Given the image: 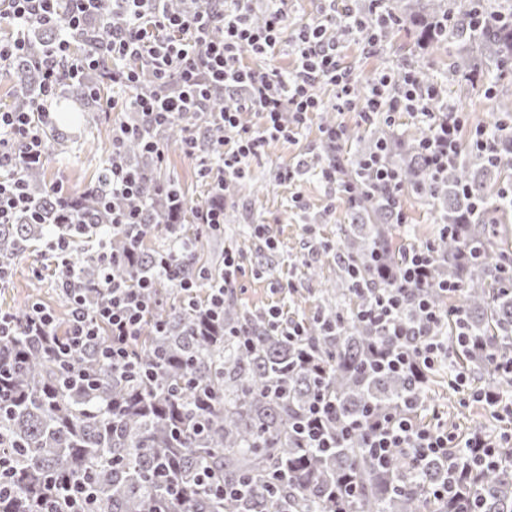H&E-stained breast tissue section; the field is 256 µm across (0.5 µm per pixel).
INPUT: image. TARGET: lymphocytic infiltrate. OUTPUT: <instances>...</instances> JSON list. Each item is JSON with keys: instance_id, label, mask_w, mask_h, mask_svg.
Here are the masks:
<instances>
[{"instance_id": "f902f5d3", "label": "lymphocytic infiltrate", "mask_w": 512, "mask_h": 512, "mask_svg": "<svg viewBox=\"0 0 512 512\" xmlns=\"http://www.w3.org/2000/svg\"><path fill=\"white\" fill-rule=\"evenodd\" d=\"M9 2L8 20L23 25L56 26L63 22L76 29L87 16L105 6L124 15L123 28L113 31L104 46L103 54L117 64L112 84L119 90L108 108L140 113L141 122L112 128L105 196H131L139 189L140 176L123 157L125 141L141 138L146 152L162 157L152 130L188 112L210 114L215 123L224 126L223 139L210 145L206 153H199L196 136H188L185 141L186 151L199 157L200 176L210 177L218 167L224 179L239 177L244 165L258 156L268 139L293 137L310 113L322 110L323 101L316 90L324 84L334 90L333 108L340 112L359 110L363 123H370L378 115L391 123L403 112L416 118L425 128L421 150L432 175L447 170L455 158L462 117L453 109L441 113L428 111L426 101L434 97L435 91L421 86L413 70L379 71L366 83L363 99L353 96L358 78L340 64V50L333 35L336 20L348 19L353 36L376 45L384 38L386 27L393 23L382 9L384 0H372L376 16L372 22L353 15L349 7L338 6L336 0H329L322 13L298 28L292 39L296 72L287 84L281 82L277 70L244 65L239 51L247 47L255 54L269 57L278 53L280 34L288 20L289 0H272L268 17L260 25L251 18L252 0H187V8L175 13L165 9V0H68V15L63 20L58 17V0ZM215 25L222 26L224 31L217 41L208 37L209 29ZM99 57L93 53L71 56L68 41L61 39L46 57L37 59L43 80L35 107L42 117H49L48 103L62 81L82 79L87 71L98 68ZM143 63L154 73L155 88L149 93L139 90V66ZM231 85L246 87V97L221 111L210 112L213 95ZM246 110L261 112L263 124H242L240 115ZM285 111L293 116L292 126H283L280 121ZM46 155L47 146L29 112L0 110V224L14 223L19 214L29 211L21 165L44 161ZM47 248L56 260L59 288L68 305V328L64 337H57L52 313L35 304L27 320L30 335L48 343L55 359L67 363L70 377L77 379L83 375L81 369L70 365V357L90 348L122 373L143 374V367L132 360L131 343L153 308V276H142L131 286L116 280L112 270L121 259L108 249H101L100 299L91 307L71 260L69 238L55 237ZM432 258L431 245L407 248L400 268V286L379 294L365 310V320L395 342L392 348L373 352L370 368L405 372L421 366L431 369L448 359L451 349L438 341L435 332L450 320H463V306L452 305L443 310L427 298H419L417 306L424 326L411 354L404 349L410 332L397 321L399 311L408 303L410 289L427 287ZM104 333L109 336L105 343L100 340ZM331 412L327 399L316 398L299 429L306 442L326 452L337 445L329 429ZM347 431L360 434L372 456L382 464L398 448L405 449L419 464L440 458L447 455L454 441L446 430L422 425L412 417L371 410L349 423Z\"/></svg>"}]
</instances>
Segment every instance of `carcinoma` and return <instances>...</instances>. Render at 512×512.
Masks as SVG:
<instances>
[{
    "label": "carcinoma",
    "mask_w": 512,
    "mask_h": 512,
    "mask_svg": "<svg viewBox=\"0 0 512 512\" xmlns=\"http://www.w3.org/2000/svg\"><path fill=\"white\" fill-rule=\"evenodd\" d=\"M484 24H470L477 8ZM385 13L414 29L422 51L454 48L448 82L416 69L419 81L438 90L428 102L443 111L448 85L474 80L496 90L512 63V0H389ZM101 26L98 15L73 31L70 45L82 54L112 36L119 16ZM57 30L31 26L25 32L27 54L9 64L14 93L6 108L28 110L42 75L34 60L49 52ZM63 97L83 112L96 111L89 86L82 80L67 84ZM500 120L492 129L499 162L482 152L457 149L455 160L435 180L421 158L420 140L405 141L382 127L371 129L370 145L347 161L326 146L328 162L336 164L347 185L359 192L350 207V223L342 228L336 252L340 283L322 290L314 311L300 319L304 333L290 339L272 330L262 311L242 307L228 293L224 314L207 313L205 303H168L174 282L157 281L154 309L132 345L134 359L153 376L123 375L93 353L76 352L72 362L90 373V383L67 377L59 363L32 336L17 326L0 339V454L14 460L8 476L13 492L0 499V512H44V487L54 481L86 478L97 496L95 512H512V448L502 451L493 470L473 471L463 489L466 508L439 501L433 488L448 480V463L433 460L415 470L403 450L380 466L359 436L341 441L330 454L304 445L296 423L317 396L336 406L333 426L369 408L382 413L416 415L407 400L417 383L408 372L367 374L371 352L391 346L383 331L363 320L360 312L374 297L398 282L380 277V266H401L404 249L396 245L401 232L390 201L396 190L372 186L363 177L362 163L385 147V163L398 171L399 189L423 198L436 221L446 226L433 239L431 288L422 293L437 307L448 296L435 285L451 281L462 290L467 308L470 343L459 349L462 367L489 376L486 388L498 386L497 362L512 356V288L503 282L499 265L509 255L506 223L512 218V97H500ZM201 126L210 141L224 131L197 114L178 117L158 131L166 142H183L186 127ZM138 164L140 191L133 199L117 195L115 207L140 212L149 225L179 231L193 221L192 210L173 211L170 192L183 197L179 184L162 181L153 158L136 140L125 145ZM27 191L41 213L35 224L26 215L13 224H0V266L10 268L13 257L52 227L55 235L72 239L97 232L111 216L98 211L104 181L93 182L78 195L61 201L44 181L42 164L22 171ZM208 231L195 227L191 248L176 255L185 275L209 290L224 273L198 265L196 252L208 242ZM479 243L484 255L465 258L468 246ZM111 253L124 256L128 237L115 230ZM172 250L140 240L134 259L114 268L116 279L133 283ZM79 275L98 300L95 284L99 262L86 254L77 263ZM210 469L224 481L249 484L241 499L222 500L195 484L197 473ZM350 478L356 492L337 510L330 493Z\"/></svg>",
    "instance_id": "carcinoma-1"
}]
</instances>
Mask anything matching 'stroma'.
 I'll list each match as a JSON object with an SVG mask.
<instances>
[{
    "label": "stroma",
    "instance_id": "1",
    "mask_svg": "<svg viewBox=\"0 0 512 512\" xmlns=\"http://www.w3.org/2000/svg\"><path fill=\"white\" fill-rule=\"evenodd\" d=\"M343 66L358 77L366 79L385 67L404 62L442 76L448 71L446 52L424 55L412 54L413 37L410 30L401 29L390 44L370 51L353 38L341 42ZM450 100L460 101L467 116V129L461 134L462 143H469L471 128L492 123L496 101L477 90L461 95L458 86L448 89ZM118 113L97 112L92 121L83 116L63 119L54 113L53 124L59 141L49 152L44 163L47 184L64 182L70 193L81 192L96 179L109 159L106 132L117 122ZM324 147L322 115L314 113L293 139L270 140L256 159L245 166V179L238 184L234 196L224 201V212L236 217L238 224L264 225L265 237L248 233L239 241L233 231L221 229L215 234L210 247L199 254V262L209 266L224 261L225 248H234L239 255L240 270L234 287L239 304L251 310H264L272 306L285 314L301 315L314 310L323 285L336 277L333 254L341 238V226L347 223L349 207L345 195L337 186L325 183L314 163L321 157ZM165 160L157 172L161 179H174L181 183L188 199L204 202L209 187L198 173L195 157L185 153L183 145L167 144L163 147ZM310 161L311 166L294 184L280 180L281 171L296 165L299 159ZM302 196L304 208H296L294 196ZM400 206L407 222L402 229L400 243L412 246L425 242L438 229L428 206L414 194L401 192ZM273 252L276 269L273 274L256 271L257 253ZM321 269L319 277L308 274L309 266ZM41 302L59 316L68 311L58 288V270L45 246L29 249L17 255L11 267L7 286H0V309L15 314L27 310L32 302ZM447 365H439L432 373L426 388V411L422 420L434 421L449 433L460 436L475 428L492 433L512 429V415L472 401L467 392L452 388Z\"/></svg>",
    "mask_w": 512,
    "mask_h": 512
}]
</instances>
